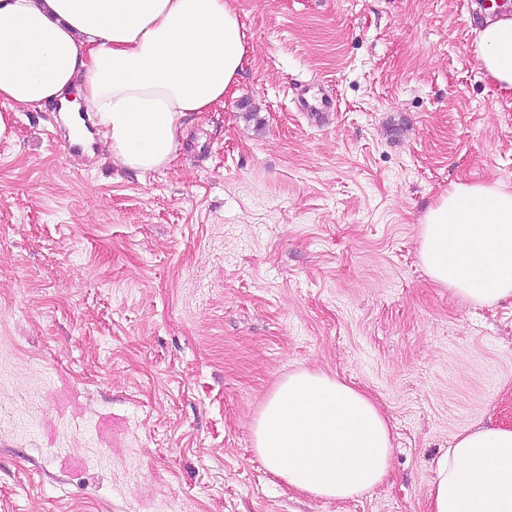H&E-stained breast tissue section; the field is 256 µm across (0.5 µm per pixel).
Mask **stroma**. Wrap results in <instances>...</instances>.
<instances>
[{
    "label": "stroma",
    "mask_w": 512,
    "mask_h": 512,
    "mask_svg": "<svg viewBox=\"0 0 512 512\" xmlns=\"http://www.w3.org/2000/svg\"><path fill=\"white\" fill-rule=\"evenodd\" d=\"M482 0H234L244 70L138 175L67 154L51 109L0 140V512H429L457 434L512 427V299L419 258L458 181L512 185ZM328 99L302 112L299 97ZM370 396L384 481L288 488L251 423L288 374Z\"/></svg>",
    "instance_id": "1"
}]
</instances>
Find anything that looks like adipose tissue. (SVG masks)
I'll return each mask as SVG.
<instances>
[{
	"label": "adipose tissue",
	"mask_w": 512,
	"mask_h": 512,
	"mask_svg": "<svg viewBox=\"0 0 512 512\" xmlns=\"http://www.w3.org/2000/svg\"><path fill=\"white\" fill-rule=\"evenodd\" d=\"M478 68L512 97V13L473 31ZM246 55L229 0H0V104L86 110L112 159L146 174L173 162L190 114L224 102ZM420 260L461 301L512 297V187L459 182L420 221ZM255 449L290 488L353 498L393 455L384 414L323 372L288 375L254 419ZM431 512H512V428L457 436L438 461Z\"/></svg>",
	"instance_id": "obj_1"
}]
</instances>
